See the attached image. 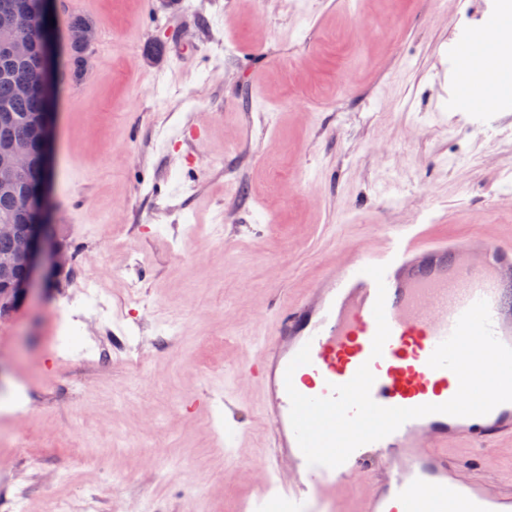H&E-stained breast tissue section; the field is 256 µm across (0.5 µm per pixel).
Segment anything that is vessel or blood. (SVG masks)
<instances>
[{
	"label": "vessel or blood",
	"instance_id": "obj_1",
	"mask_svg": "<svg viewBox=\"0 0 512 512\" xmlns=\"http://www.w3.org/2000/svg\"><path fill=\"white\" fill-rule=\"evenodd\" d=\"M489 304L492 329L512 347V245L474 234L457 242L392 236L379 255L362 253L325 273L274 316L255 358L267 427L264 463L288 462L292 476L271 482L250 512H335L336 494L360 477L372 484L359 512H512V483L490 485L460 471L448 445L487 446L512 437V402L484 416L431 414L357 448L335 468L308 464L290 421L287 385L326 397L361 365L375 376L372 399L385 407L442 404L457 392L454 372L428 360L476 301ZM311 361L287 374L302 347Z\"/></svg>",
	"mask_w": 512,
	"mask_h": 512
}]
</instances>
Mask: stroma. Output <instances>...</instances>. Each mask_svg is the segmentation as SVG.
Wrapping results in <instances>:
<instances>
[{"label":"stroma","mask_w":512,"mask_h":512,"mask_svg":"<svg viewBox=\"0 0 512 512\" xmlns=\"http://www.w3.org/2000/svg\"><path fill=\"white\" fill-rule=\"evenodd\" d=\"M97 29L52 110L50 222L94 251L106 317L68 268L0 324V512L80 500L101 512H241L268 483L247 363L276 311L387 233L512 241V110L455 107L450 62L479 0H64ZM190 47L182 61L155 44ZM140 289L131 292L128 283ZM63 325H56V318ZM105 327L130 357L71 360ZM83 385L71 398L64 382ZM448 455L512 483V439Z\"/></svg>","instance_id":"1"}]
</instances>
